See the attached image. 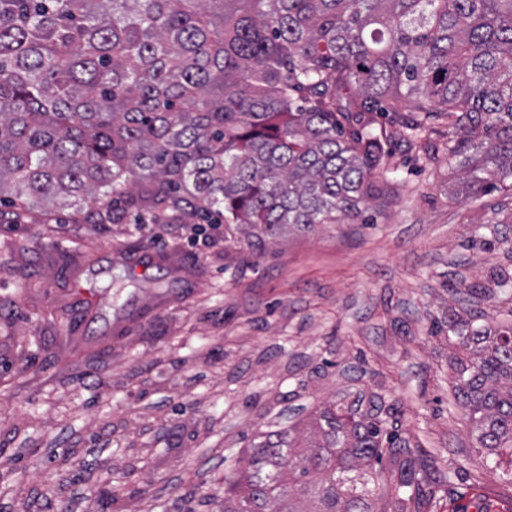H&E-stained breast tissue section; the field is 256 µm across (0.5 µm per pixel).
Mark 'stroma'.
<instances>
[{
	"mask_svg": "<svg viewBox=\"0 0 512 512\" xmlns=\"http://www.w3.org/2000/svg\"><path fill=\"white\" fill-rule=\"evenodd\" d=\"M370 224L192 244L128 213L0 223V512H224L254 443L320 439L379 394L449 484L512 498L449 383L443 327L512 316V197H472L447 154L394 143Z\"/></svg>",
	"mask_w": 512,
	"mask_h": 512,
	"instance_id": "35a3bbf8",
	"label": "stroma"
}]
</instances>
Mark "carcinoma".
Returning a JSON list of instances; mask_svg holds the SVG:
<instances>
[{"label":"carcinoma","instance_id":"1","mask_svg":"<svg viewBox=\"0 0 512 512\" xmlns=\"http://www.w3.org/2000/svg\"><path fill=\"white\" fill-rule=\"evenodd\" d=\"M388 117V125L378 122ZM448 125V163L512 195V0H0V221L56 201L276 235L389 202L390 146ZM452 392L512 483V324L448 321ZM382 407L320 414L224 477V512H434L446 478Z\"/></svg>","mask_w":512,"mask_h":512}]
</instances>
